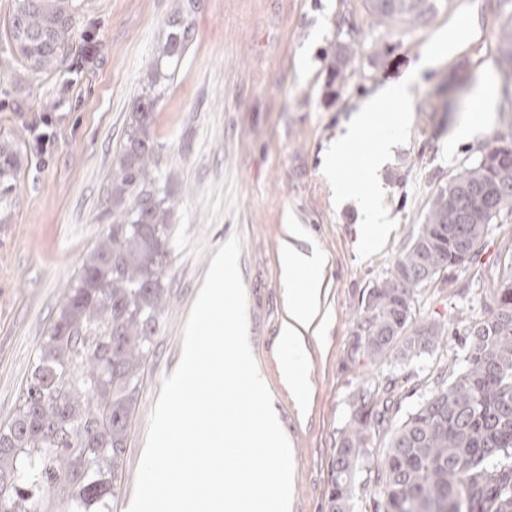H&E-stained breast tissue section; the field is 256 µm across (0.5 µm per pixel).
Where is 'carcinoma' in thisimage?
<instances>
[{
  "label": "carcinoma",
  "instance_id": "1",
  "mask_svg": "<svg viewBox=\"0 0 512 512\" xmlns=\"http://www.w3.org/2000/svg\"><path fill=\"white\" fill-rule=\"evenodd\" d=\"M440 0H369L371 11L419 20ZM76 0H13L12 51L32 74L69 41ZM190 41L188 20L169 24L138 92L132 121L107 175L96 220L105 225L67 291L11 422L0 429V500L8 512H110L121 477L152 336L164 309L173 208L159 164L154 110ZM512 66V16L500 34ZM20 155L0 143V195L13 189ZM512 217V145L495 146L448 180L425 224L365 298L353 352L377 363L396 341L411 360L438 345L441 323L408 330L410 293L443 268L478 260L489 226ZM465 366L397 427L377 468L384 512H512V256L484 315L465 329ZM388 384L357 393L336 448L333 512H352L369 420L385 421Z\"/></svg>",
  "mask_w": 512,
  "mask_h": 512
}]
</instances>
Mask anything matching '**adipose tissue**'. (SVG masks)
I'll return each mask as SVG.
<instances>
[{
  "label": "adipose tissue",
  "mask_w": 512,
  "mask_h": 512,
  "mask_svg": "<svg viewBox=\"0 0 512 512\" xmlns=\"http://www.w3.org/2000/svg\"><path fill=\"white\" fill-rule=\"evenodd\" d=\"M279 262L284 278L298 273L303 276L302 285L288 291V309L280 330V340L288 347L280 364L281 377L295 397L301 399L309 387L306 339L315 335L320 315L322 258L318 253L301 251L288 241L281 249Z\"/></svg>",
  "instance_id": "ef3b65f1"
}]
</instances>
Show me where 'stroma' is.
Returning a JSON list of instances; mask_svg holds the SVG:
<instances>
[{
    "label": "stroma",
    "instance_id": "1",
    "mask_svg": "<svg viewBox=\"0 0 512 512\" xmlns=\"http://www.w3.org/2000/svg\"><path fill=\"white\" fill-rule=\"evenodd\" d=\"M477 32L425 70L413 87L408 143L379 171L396 226L381 253L360 260L355 202L334 204L323 175L330 145L380 87L404 80L429 38L465 2ZM54 67L29 73L8 39L12 0H0V140L16 144L21 166L0 210V426L15 414L37 351L103 226L96 215L131 123L133 102L174 14L175 0H83ZM512 0H442L436 14L409 22L373 15L367 0H196L191 40L154 113L173 207L168 290L136 397L112 512H127L149 414L182 352V329L218 246L242 239L239 269L249 341L293 452L291 512H331L335 450L362 388L393 383L384 426L370 425L353 489V512H383L376 483L389 432L453 378L465 352L457 336L481 317L512 254V220L490 225L474 266L438 272L411 294L413 324H446L431 352L372 365L352 353L361 299L387 275L424 223L432 201L462 167L500 140L512 141V70L497 51ZM495 106L480 130L457 135L483 84ZM47 125V150L31 128ZM324 256L325 324L310 339L311 389L297 401L281 380L280 327L289 289L281 243Z\"/></svg>",
    "mask_w": 512,
    "mask_h": 512
}]
</instances>
